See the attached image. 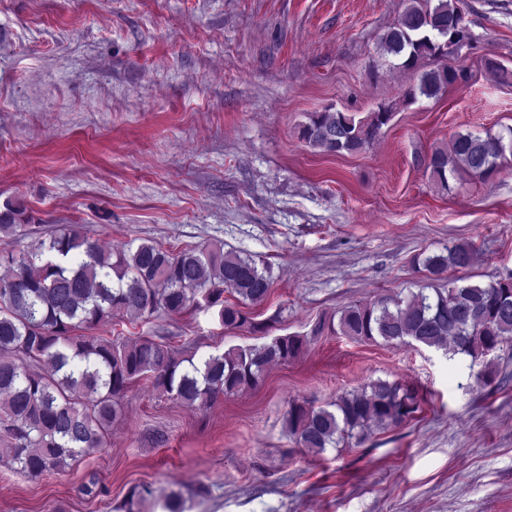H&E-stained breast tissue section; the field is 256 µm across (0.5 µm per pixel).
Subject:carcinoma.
Wrapping results in <instances>:
<instances>
[{
    "mask_svg": "<svg viewBox=\"0 0 512 512\" xmlns=\"http://www.w3.org/2000/svg\"><path fill=\"white\" fill-rule=\"evenodd\" d=\"M468 28L465 15L449 2L434 6L411 0L397 24L381 38L384 53L414 68L423 59L445 56L448 24ZM465 66L440 67L421 75L417 90L427 98L443 93ZM382 105L360 121L329 109L315 112L299 129V139L327 155L355 154L392 119ZM512 153L501 134L458 132L451 148L428 154L427 167L444 190L462 176L486 178ZM29 223L27 207L0 208V236ZM475 250L462 241L416 262L432 280L473 264ZM271 269L224 247L193 246L179 251L158 243L129 242L106 251L77 224L59 226L49 240L30 250L0 249V456L31 479L64 472L104 448L121 400L147 380L153 391L189 407L255 387L268 365L295 359L318 336L341 334L363 342L444 349L449 357L470 358L474 369L494 350L512 349V277L483 284L424 289L406 298L349 304L338 317L319 320L308 336H276L260 347L231 348L200 358L175 354L148 337L130 341L105 337L98 326L125 313L149 319L161 313L219 307L227 328L253 323L245 308L271 292ZM230 293L235 302L224 301ZM416 392L399 381L378 379L346 392L333 403L290 404L288 434L308 451L359 446L377 430L413 418ZM151 497L145 486L131 489L126 512H141Z\"/></svg>",
    "mask_w": 512,
    "mask_h": 512,
    "instance_id": "cac0c4a2",
    "label": "carcinoma"
}]
</instances>
